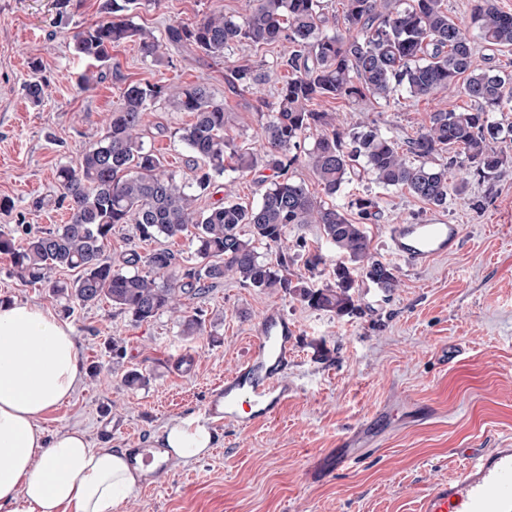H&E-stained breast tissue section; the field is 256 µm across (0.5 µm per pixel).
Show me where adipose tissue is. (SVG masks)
<instances>
[{"mask_svg": "<svg viewBox=\"0 0 512 512\" xmlns=\"http://www.w3.org/2000/svg\"><path fill=\"white\" fill-rule=\"evenodd\" d=\"M83 375L68 323L34 304L0 303V512H122L145 480L125 450L42 427ZM212 443L211 430L186 417L165 427L161 457L200 458Z\"/></svg>", "mask_w": 512, "mask_h": 512, "instance_id": "obj_1", "label": "adipose tissue"}]
</instances>
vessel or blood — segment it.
Wrapping results in <instances>:
<instances>
[{
  "label": "vessel or blood",
  "mask_w": 512,
  "mask_h": 512,
  "mask_svg": "<svg viewBox=\"0 0 512 512\" xmlns=\"http://www.w3.org/2000/svg\"><path fill=\"white\" fill-rule=\"evenodd\" d=\"M460 225L429 218L387 227V246L396 257L423 267L456 252ZM297 326L267 311L254 332L247 357L210 392L205 413L212 422H235L240 430L272 419L295 390L288 381ZM418 512H512V448H485L466 455L458 475L435 483Z\"/></svg>",
  "instance_id": "obj_1"
}]
</instances>
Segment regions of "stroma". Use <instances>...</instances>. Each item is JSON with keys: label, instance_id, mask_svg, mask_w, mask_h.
Returning a JSON list of instances; mask_svg holds the SVG:
<instances>
[{"label": "stroma", "instance_id": "stroma-1", "mask_svg": "<svg viewBox=\"0 0 512 512\" xmlns=\"http://www.w3.org/2000/svg\"><path fill=\"white\" fill-rule=\"evenodd\" d=\"M240 0H149L131 20L155 32L191 25L210 10L238 12ZM448 15L468 27L472 65L483 70L512 64V50L487 46L472 26L474 0H444ZM101 18L99 0H0V229L24 224L46 230L65 223L56 207L55 171L78 166L82 148L96 140L122 89L131 83L207 84L224 104L236 143L259 150L266 118L261 102H273L286 71V44L235 45L213 59L186 48H168L166 60L143 58L136 43L114 46L112 61L92 90H76L85 61L71 34ZM47 79L45 99L31 103L24 84L32 65ZM265 73L263 84L240 91L225 76L237 65ZM461 95L438 94L375 102L329 101L326 111L352 122L376 120L398 141L414 137L430 113L469 107ZM187 112L155 105L146 116L145 143L165 166L184 174L190 153L179 132ZM377 196L382 212L368 225L372 253L394 269L397 286L384 293L363 282L357 313L337 317L310 309L278 290H258L235 279L185 298L205 323L187 336L179 321L162 314L136 323L102 301L63 314L42 284L21 283L0 255V300L30 302L63 315L77 337L84 376L74 395L42 425L48 433L83 431L92 447L123 448L128 437L154 447L165 426L192 415L204 418L214 384L245 356L263 314L279 309L298 327L295 362L288 379L296 388L274 418L240 432L214 428V444L199 459L175 460L162 477L148 476L124 512H416V502L435 482L456 470L455 451L512 447V164L488 178L470 177L462 194L443 207L410 192L353 180L333 202L350 194ZM44 208H33L36 200ZM441 217L461 225L462 247L416 269L385 247L386 227L401 219ZM125 349L113 364V344ZM460 345V362H439L441 346ZM145 374V386H123L125 371ZM434 409L431 419L407 420V402ZM369 421L374 443L347 469L314 480L309 471L337 448L343 429Z\"/></svg>", "mask_w": 512, "mask_h": 512}]
</instances>
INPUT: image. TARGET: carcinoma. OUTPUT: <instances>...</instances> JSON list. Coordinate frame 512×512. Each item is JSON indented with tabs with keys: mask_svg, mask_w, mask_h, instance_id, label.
<instances>
[{
	"mask_svg": "<svg viewBox=\"0 0 512 512\" xmlns=\"http://www.w3.org/2000/svg\"><path fill=\"white\" fill-rule=\"evenodd\" d=\"M444 0H342L345 32L323 33L320 0H242L237 18L213 10L195 25H170L164 33L136 26L126 19L143 0H101L102 20L71 36L75 55L91 61L79 87L87 90L103 78L112 46L133 41L145 58L159 60L169 45L191 47L221 58L231 45L288 44L282 65L288 80L266 106L262 125L263 154L237 146L224 132V103L202 83L172 87L162 82L135 83L121 92L99 139L81 155L78 167L56 171L58 203L69 220L47 231L23 229L17 241L0 229V254L10 258L12 272L23 283H40L53 299L95 304L103 299L135 322H148L164 312L181 313L183 332L202 327L201 314H187L183 298L199 295L228 276L260 290L280 289L308 307L338 317L357 310L358 278L385 292L396 287L393 268L371 252L363 224L352 222L342 207L317 200L289 175L301 140L312 130L318 136L307 152L308 164L326 195L332 197L355 178L367 175L385 188L406 189L424 202H448V167L430 160L454 151L467 170L486 178L512 162V147L496 148L501 127L490 114L512 107V70L491 66L472 69L471 42L448 16ZM473 22L480 38L497 49H512V12L497 0H475ZM260 81L247 65L231 70L233 86L248 89ZM405 91L413 98L437 93L461 94L474 108L439 111L402 144L366 119L347 127L330 113L313 107L317 101L389 100ZM162 103L175 112H189L193 121L181 140L193 155L190 176L166 169L145 145L146 112ZM263 164L274 179L258 203L230 199L234 181L224 184L229 200L207 207L199 200L227 170L244 176ZM349 206L361 219L380 217L369 196ZM119 224L134 225L142 241L159 238L189 241L200 266L182 265L179 253L164 247L144 255L131 250L114 260L105 245ZM290 224H317L336 250L328 281L318 285L294 276L293 255L284 245ZM275 249V260L260 247ZM61 267L77 271L70 281L50 278Z\"/></svg>",
	"mask_w": 512,
	"mask_h": 512,
	"instance_id": "obj_1",
	"label": "carcinoma"
}]
</instances>
